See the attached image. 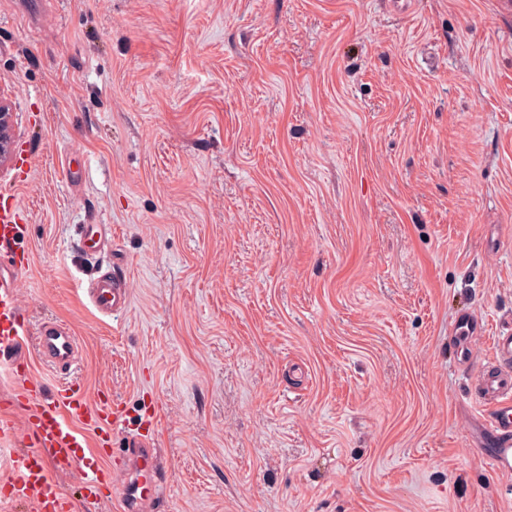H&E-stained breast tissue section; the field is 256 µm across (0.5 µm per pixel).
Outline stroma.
<instances>
[{
  "instance_id": "stroma-1",
  "label": "stroma",
  "mask_w": 512,
  "mask_h": 512,
  "mask_svg": "<svg viewBox=\"0 0 512 512\" xmlns=\"http://www.w3.org/2000/svg\"><path fill=\"white\" fill-rule=\"evenodd\" d=\"M0 89L19 298L158 408V512H512L450 333L512 323V0H0ZM6 95L0 89V169L13 163L18 145L14 132V113ZM87 296L98 314L108 316L128 305L130 291L125 276L114 269L95 278L87 288Z\"/></svg>"
}]
</instances>
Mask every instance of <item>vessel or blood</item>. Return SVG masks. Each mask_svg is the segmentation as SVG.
<instances>
[{"label":"vessel or blood","mask_w":512,"mask_h":512,"mask_svg":"<svg viewBox=\"0 0 512 512\" xmlns=\"http://www.w3.org/2000/svg\"><path fill=\"white\" fill-rule=\"evenodd\" d=\"M21 208L15 194L0 192V250H8L7 263H0V369L6 370L23 398L14 408L0 411V446L12 448L9 473L0 484L14 488V498L33 512H73L55 472L76 466L84 501L96 505L104 483L101 460L113 456L114 440L124 423L107 392L88 396L71 377L79 360V342L73 331L58 322L31 328L18 297L17 273L30 263L27 253L12 252L23 232ZM89 302L103 316L124 309L130 299L125 276L110 271L95 278L88 290ZM484 324L476 312H461L453 334L459 343L463 364L478 368L475 392L489 408L478 425L474 442L482 457L499 475L512 476V327L494 338L493 351L478 361L471 345ZM36 340V356L58 376L51 394L41 392L21 348L27 338ZM120 470L121 502L125 512H138L155 504L161 484V465L155 436L147 431L127 435Z\"/></svg>","instance_id":"1"}]
</instances>
